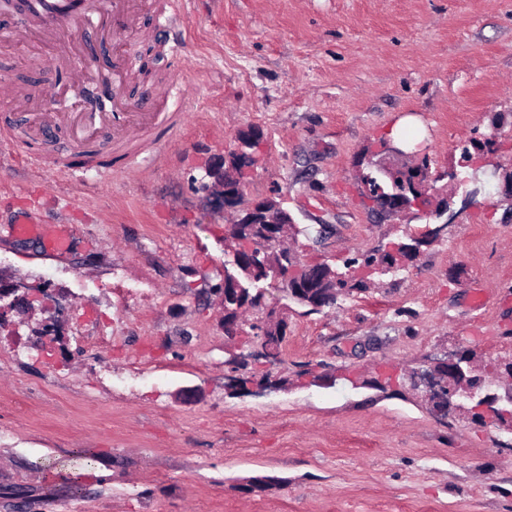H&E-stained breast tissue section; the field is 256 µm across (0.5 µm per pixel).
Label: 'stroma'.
Instances as JSON below:
<instances>
[{"mask_svg": "<svg viewBox=\"0 0 512 512\" xmlns=\"http://www.w3.org/2000/svg\"><path fill=\"white\" fill-rule=\"evenodd\" d=\"M181 15L182 71L130 48L144 85L181 90L165 150L72 178L0 153V277L36 306L1 315L0 512H512V434L436 416L406 379L459 349L488 379L512 357V208L484 177L512 170V0H183ZM2 69L61 78L40 49L0 47ZM249 135L241 204L280 202L302 262L439 231L319 313L266 281L288 324L276 363L224 334L230 218L202 188ZM487 137L495 152L464 166ZM393 147L427 155L432 189L459 172L475 202L376 216L360 176ZM26 201L69 254L12 237Z\"/></svg>", "mask_w": 512, "mask_h": 512, "instance_id": "stroma-1", "label": "stroma"}]
</instances>
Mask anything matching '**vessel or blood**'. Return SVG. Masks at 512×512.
<instances>
[{
    "label": "vessel or blood",
    "instance_id": "vessel-or-blood-1",
    "mask_svg": "<svg viewBox=\"0 0 512 512\" xmlns=\"http://www.w3.org/2000/svg\"><path fill=\"white\" fill-rule=\"evenodd\" d=\"M146 0H9L0 7V43L14 45L31 38L51 50L53 66L63 73L62 86L19 85L0 80L12 104H37L42 108L37 126L29 127L26 139H18L13 128L0 126V145L19 147L31 161L41 160L43 149L59 128L72 127L71 151L59 162L63 174L85 168L107 172H126L134 168L137 156L133 147L151 141V153L160 152L161 135L177 123V112L168 108L173 88L167 83L151 87L146 98L135 101L128 95L140 67L127 55L130 41L154 45L158 34L166 32L176 12L158 16L154 28L141 26ZM112 49L106 67L94 69L90 62L98 45ZM122 144L121 153L101 152L96 144L101 137ZM19 227L28 230L52 255L66 254L70 238L66 234L32 225L22 219Z\"/></svg>",
    "mask_w": 512,
    "mask_h": 512
}]
</instances>
